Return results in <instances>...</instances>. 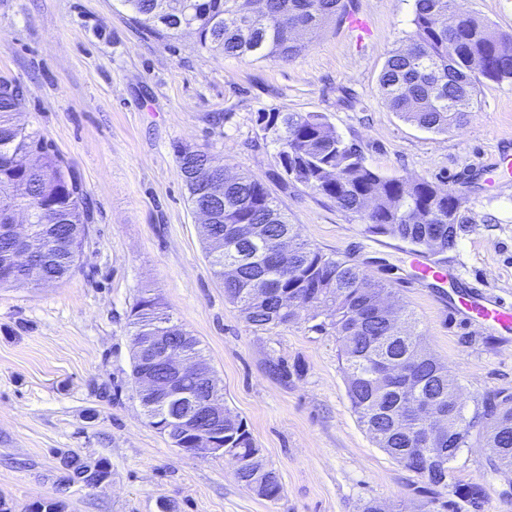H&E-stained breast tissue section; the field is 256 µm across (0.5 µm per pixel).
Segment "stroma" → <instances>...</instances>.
Returning a JSON list of instances; mask_svg holds the SVG:
<instances>
[{
	"mask_svg": "<svg viewBox=\"0 0 512 512\" xmlns=\"http://www.w3.org/2000/svg\"><path fill=\"white\" fill-rule=\"evenodd\" d=\"M287 61L199 48L193 31L152 34L118 0H0V79L19 86L20 124L69 163L91 205L78 267L47 287L0 288V500L12 512L63 501L64 512H391L428 501L424 478L378 448L346 394L333 329L310 313L264 331L224 298L188 203L176 151H208L277 198L310 244L368 271L413 312L430 350L459 382L468 411L512 393V335L469 326L415 284L406 243L284 182L259 113L318 112L385 176L424 178L462 198L465 226L444 253L468 286L512 302V177L484 170L512 154V83L483 82L463 126L432 134L383 103L378 75L414 29V0H345ZM512 37V0H455ZM365 22L352 29L351 19ZM161 297L194 336L226 407L243 418L281 481L278 499L239 483L225 458H191L151 425L131 377L129 315ZM287 377L269 370L273 361ZM484 440L461 448L455 480L485 490L482 512H512V473L489 471ZM108 465L99 487L63 488L64 456Z\"/></svg>",
	"mask_w": 512,
	"mask_h": 512,
	"instance_id": "35a3bbf8",
	"label": "stroma"
}]
</instances>
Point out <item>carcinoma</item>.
Masks as SVG:
<instances>
[{"mask_svg":"<svg viewBox=\"0 0 512 512\" xmlns=\"http://www.w3.org/2000/svg\"><path fill=\"white\" fill-rule=\"evenodd\" d=\"M132 19L159 35L171 37L178 27L190 26L201 49L255 60L286 61L305 48L292 33L298 25L313 33L326 21L346 12L343 0H263L257 14L243 11V0H120ZM454 0H415L414 30L408 42L392 50L378 76L385 105L404 120L435 134L460 127L478 104L481 79L512 82V54L498 51L503 37L487 23L467 17L455 19ZM457 43L448 56V41ZM480 57L482 70H470L469 61ZM465 92L455 109L448 99ZM19 88L0 83V224L14 211H24L27 223L42 245L55 252L39 267L36 287L68 277L82 255L89 219L88 198L69 166L36 131L16 123L22 107ZM260 128L273 135L276 157L286 177L336 207L357 216L371 236H396L422 255H439L456 244L462 224L460 197L423 178L383 176L366 163L361 150L331 129L317 113L263 112ZM177 166L188 190V202L197 208L208 202L210 156L183 146L177 150ZM288 237L291 254L281 261L272 255L273 245ZM214 275L224 285L225 298L245 321L261 330L298 320L279 307V295L288 293L301 308L312 307L330 326L340 343L347 396L359 423L372 441L389 456L415 472L411 460L413 442L424 436V417L407 406V392L392 380L378 381L372 369L380 362L388 367L412 365L425 384L416 391L443 403L457 400L459 385L448 379L440 360L426 347L417 321L401 312V328L387 331L384 321L369 316L366 304L391 294L387 285L367 271L313 248L297 225L288 221L280 203L264 184L247 173L224 178V197L218 217L204 235ZM240 262L237 279L224 281V262ZM264 292L260 303L253 294ZM170 316L157 296L142 297L132 309V372H137V352L148 353L147 337L164 331ZM405 417L408 431L395 430ZM488 421L495 437L490 471H512V394L497 393L483 401V410L467 416L456 404L448 418L452 441L443 443L446 465L420 473L433 488H447L451 463L460 448L469 444L482 421ZM224 447L235 449L245 460L235 476L260 497L276 498L279 476L264 459H251L256 447L246 421L239 417L224 422ZM61 482L96 480L109 470H87L74 455L64 457ZM456 499L442 504L450 512L467 505L482 512L484 499L475 484L453 485Z\"/></svg>","mask_w":512,"mask_h":512,"instance_id":"cac0c4a2","label":"carcinoma"}]
</instances>
